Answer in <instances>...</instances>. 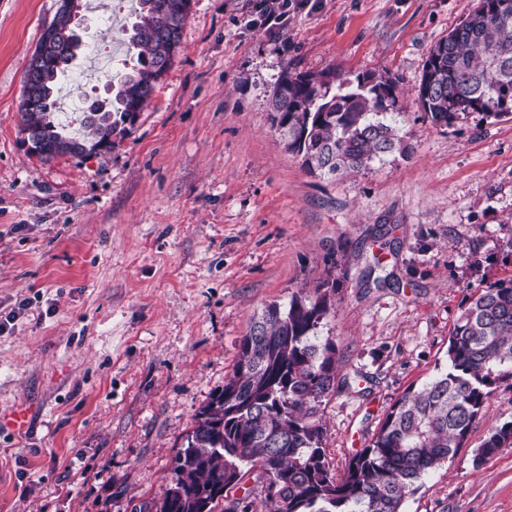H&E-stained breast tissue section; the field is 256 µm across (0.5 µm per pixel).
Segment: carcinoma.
<instances>
[{"label":"carcinoma","instance_id":"obj_1","mask_svg":"<svg viewBox=\"0 0 512 512\" xmlns=\"http://www.w3.org/2000/svg\"><path fill=\"white\" fill-rule=\"evenodd\" d=\"M190 0H139L129 43L135 64L113 96L83 112L72 137L57 115L54 89L75 58L49 57L37 101L20 110L21 132L36 141L42 161L112 149L132 133L181 43ZM441 126L461 115L512 112V0H476L465 20L431 48L416 91ZM270 101L281 121L271 128L311 173L359 171L412 147L393 114L397 81L365 74L336 83L332 72L284 69ZM335 286L326 280L268 305L251 321L232 375L196 415L171 467L170 487L144 512H405L418 482L464 447L497 385L512 378V276L477 291L461 306L448 339L447 368L407 392L342 476L326 459L323 403L336 392L341 358L320 335ZM512 445V421L489 430L474 449L483 464Z\"/></svg>","mask_w":512,"mask_h":512}]
</instances>
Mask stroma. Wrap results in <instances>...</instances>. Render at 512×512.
Returning <instances> with one entry per match:
<instances>
[{"label":"stroma","instance_id":"35a3bbf8","mask_svg":"<svg viewBox=\"0 0 512 512\" xmlns=\"http://www.w3.org/2000/svg\"><path fill=\"white\" fill-rule=\"evenodd\" d=\"M193 0L174 62L109 151L43 162L21 134L23 76L58 0H0V512H138L159 501L195 416L232 372L266 306L336 283L321 333L343 355L324 408L343 474L391 407L448 362L466 298L512 275V114L448 126L415 102L429 51L476 0ZM84 56L58 103L102 97L134 55L137 0H84ZM99 13L109 23L96 22ZM344 81L389 72L412 150L357 173H309L270 127L284 67ZM28 301L18 312L20 301ZM512 421L499 383L466 445L405 512H512V446L475 466ZM512 445V421L489 430L486 438L474 449V461L483 464L492 459L499 448Z\"/></svg>","mask_w":512,"mask_h":512}]
</instances>
